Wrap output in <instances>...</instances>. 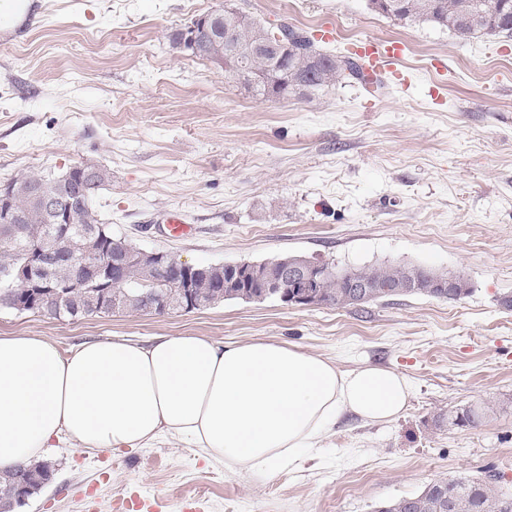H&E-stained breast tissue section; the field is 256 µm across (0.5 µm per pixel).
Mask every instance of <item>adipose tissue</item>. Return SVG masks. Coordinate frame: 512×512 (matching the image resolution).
<instances>
[{
	"instance_id": "1",
	"label": "adipose tissue",
	"mask_w": 512,
	"mask_h": 512,
	"mask_svg": "<svg viewBox=\"0 0 512 512\" xmlns=\"http://www.w3.org/2000/svg\"><path fill=\"white\" fill-rule=\"evenodd\" d=\"M411 394L393 370L344 371L272 340L116 338L64 355L43 336L0 335V468L41 459L55 438L104 450L171 436L265 477L319 447L345 416L398 418Z\"/></svg>"
}]
</instances>
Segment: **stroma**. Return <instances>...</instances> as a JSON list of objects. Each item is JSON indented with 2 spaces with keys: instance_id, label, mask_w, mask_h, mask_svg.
Instances as JSON below:
<instances>
[{
  "instance_id": "obj_1",
  "label": "stroma",
  "mask_w": 512,
  "mask_h": 512,
  "mask_svg": "<svg viewBox=\"0 0 512 512\" xmlns=\"http://www.w3.org/2000/svg\"><path fill=\"white\" fill-rule=\"evenodd\" d=\"M0 16V185L85 162L112 172L96 206L114 237L194 264L298 254L357 267L421 265L463 275L458 301L414 295L342 309L227 300L188 314L52 320L0 309V335L61 352L94 340L206 336L297 345L343 369L405 374L413 396L390 423L346 417L299 466L265 478L168 438L88 452L62 442L54 481L19 512H112L139 491L179 512H374L441 476L499 474L512 489V37L462 41L400 22L368 0H234L288 22L322 52L372 37L401 43L402 82L339 83L263 99L212 63L173 50L172 29L225 0H29ZM180 210L194 228L169 235ZM493 404L475 428L435 413Z\"/></svg>"
}]
</instances>
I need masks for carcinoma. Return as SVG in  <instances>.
<instances>
[{"mask_svg":"<svg viewBox=\"0 0 512 512\" xmlns=\"http://www.w3.org/2000/svg\"><path fill=\"white\" fill-rule=\"evenodd\" d=\"M378 13L394 20L429 24L446 28L457 38L475 37L486 24L493 25L498 33H512V0H369ZM252 24L267 32L288 36V50L267 51L256 55L253 50L237 53L234 67L224 74L240 82L256 96L264 98H305L316 88L333 85L345 79L363 80L356 60L350 56H330L321 52L305 32L291 24L281 22L269 27L256 18L243 14ZM195 42L198 51L194 56L202 59L228 52L224 44V26L212 23L207 27L197 25ZM112 181V173L102 165L85 163L70 168L60 175L42 172H20L8 185L19 186L10 196L13 212L11 245L0 244V300L24 296L27 289L12 278V273L25 263L40 244H58L68 238L82 240L87 247L96 249L99 258L113 252V239H96V231L104 224L95 207L98 193ZM343 271L353 278L369 282L374 289L365 299L356 298L348 288L349 279L329 274L316 289V305L346 308L386 299L384 291L389 285H405V294H422L435 298L458 301L470 293L468 283L457 278L456 288L443 294L433 287L437 273L422 266L378 265L369 267L346 266ZM36 275L65 293L51 318L76 319L83 317L79 292L69 287L73 268L67 259L59 257ZM184 276L180 256L169 254L168 268L160 270L152 265L131 263L124 277L114 284L93 285L107 296L132 298L123 309L108 306L101 315L114 312H148L146 303L133 297L153 285L157 280L173 282ZM202 307L207 308L226 300L239 298L234 288L224 287L220 270H215L209 282L197 289ZM488 407L471 405L456 412L451 418L458 427H474L481 423ZM54 470L44 461L19 464L0 470V501L16 499L19 488L27 484L32 493H38L52 482ZM375 512H512V491L501 484L495 474L439 477L409 496L393 498L380 504Z\"/></svg>","mask_w":512,"mask_h":512,"instance_id":"obj_1","label":"carcinoma"}]
</instances>
